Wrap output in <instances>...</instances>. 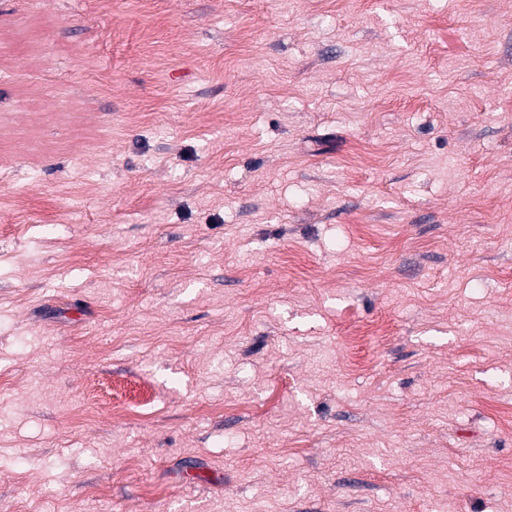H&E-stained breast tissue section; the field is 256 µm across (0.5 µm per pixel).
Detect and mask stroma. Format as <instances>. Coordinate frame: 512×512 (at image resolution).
Segmentation results:
<instances>
[{
  "label": "stroma",
  "mask_w": 512,
  "mask_h": 512,
  "mask_svg": "<svg viewBox=\"0 0 512 512\" xmlns=\"http://www.w3.org/2000/svg\"><path fill=\"white\" fill-rule=\"evenodd\" d=\"M0 512H512V0H0Z\"/></svg>",
  "instance_id": "obj_1"
}]
</instances>
